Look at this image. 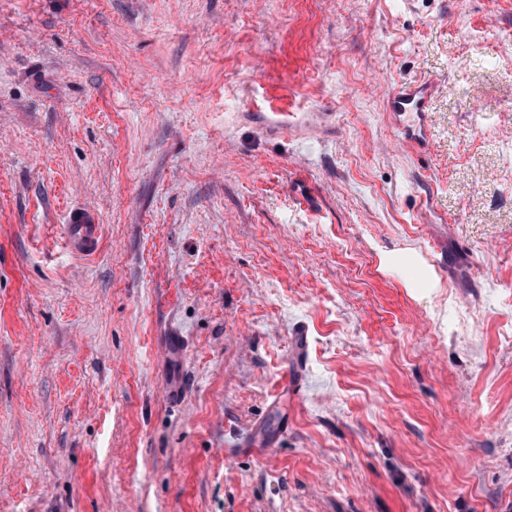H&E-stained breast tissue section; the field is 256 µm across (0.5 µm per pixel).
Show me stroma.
I'll return each mask as SVG.
<instances>
[{"label":"stroma","instance_id":"35a3bbf8","mask_svg":"<svg viewBox=\"0 0 512 512\" xmlns=\"http://www.w3.org/2000/svg\"><path fill=\"white\" fill-rule=\"evenodd\" d=\"M0 512H512V0H0ZM436 94L432 82L401 84L386 96V112L399 130L400 141L415 152L431 148L429 106ZM63 235L68 250L79 256L93 255L102 242L101 225L92 224L84 216H76L71 224H64Z\"/></svg>","mask_w":512,"mask_h":512}]
</instances>
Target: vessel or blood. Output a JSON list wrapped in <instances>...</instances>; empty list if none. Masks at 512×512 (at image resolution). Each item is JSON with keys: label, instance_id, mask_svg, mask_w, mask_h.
Here are the masks:
<instances>
[{"label": "vessel or blood", "instance_id": "vessel-or-blood-1", "mask_svg": "<svg viewBox=\"0 0 512 512\" xmlns=\"http://www.w3.org/2000/svg\"><path fill=\"white\" fill-rule=\"evenodd\" d=\"M436 93L431 82L401 84L386 96V110L397 127L401 142L416 152L431 147L429 106ZM63 240L75 255L90 256L102 242V228L82 216L74 217L63 227Z\"/></svg>", "mask_w": 512, "mask_h": 512}]
</instances>
